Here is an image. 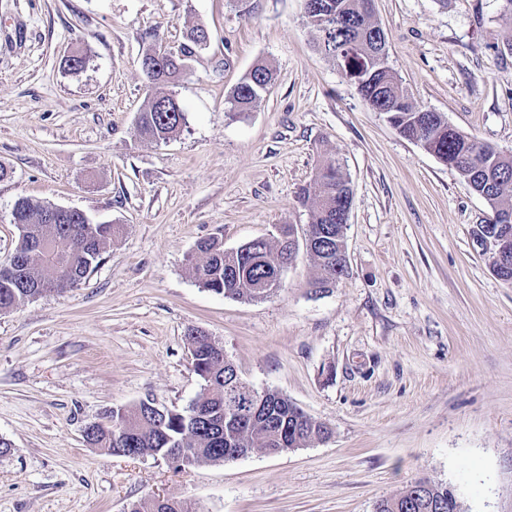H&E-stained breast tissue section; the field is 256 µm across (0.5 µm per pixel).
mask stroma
Wrapping results in <instances>:
<instances>
[{
	"label": "stroma",
	"mask_w": 512,
	"mask_h": 512,
	"mask_svg": "<svg viewBox=\"0 0 512 512\" xmlns=\"http://www.w3.org/2000/svg\"><path fill=\"white\" fill-rule=\"evenodd\" d=\"M504 0H375L389 63L412 102L512 153V18ZM201 25L207 44L168 90L187 123L136 133L145 50ZM302 0H0V259L26 196L121 225L63 293L0 311V512H374L427 478L464 512H512V284L471 236L488 203L372 111L316 47ZM88 56L79 71L67 56ZM267 60L252 111L224 99ZM353 190L348 273L316 291L306 254L280 289L243 301L202 288L189 260L304 232L298 196L323 154ZM224 347L256 390L280 393L332 436L271 456L183 467L91 447L105 410L197 397L187 334ZM188 506L175 499H147L130 504L128 512H189Z\"/></svg>",
	"instance_id": "obj_1"
}]
</instances>
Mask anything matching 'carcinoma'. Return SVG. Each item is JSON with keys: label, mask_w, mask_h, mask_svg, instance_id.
<instances>
[{"label": "carcinoma", "mask_w": 512, "mask_h": 512, "mask_svg": "<svg viewBox=\"0 0 512 512\" xmlns=\"http://www.w3.org/2000/svg\"><path fill=\"white\" fill-rule=\"evenodd\" d=\"M363 0H303L307 22L318 33L317 48L345 74L357 93L369 105L384 112L389 123L410 140L459 172L471 189L492 209L512 210V153L505 154L465 135L439 118L423 122V109L414 105L402 81L382 54L379 34L383 28L375 17L360 11ZM207 32L192 27L185 42L169 58L157 60L145 52L142 70L154 92L138 115L137 135L151 140H166L183 125L187 116L173 95L161 86L171 82L179 67L195 48L203 45ZM275 80L273 67L257 62L231 88L226 111L237 115L254 109ZM352 194L343 176L339 159L323 155L312 182L301 189L299 200L311 213L304 231L306 254L320 270L314 282L319 289L336 284V271L342 217L336 211V195ZM51 205L19 198L13 208L15 224L27 228L19 233L18 243L0 260V309L16 308L42 295L43 286L56 279L58 265L65 263L74 282L92 272L104 249L121 231L118 224L95 223L83 214L72 212L51 224L46 216ZM286 246L261 244L248 267L237 273L224 250L223 240L213 236L197 245L191 271L204 288L226 297L254 300L256 290L265 287L275 292L281 286L277 276ZM195 345L192 368L201 380V391L189 407L181 410L161 408L151 400L131 407L106 411L85 426L89 445L111 453L114 448H134L138 455L167 457L174 448H185L181 465L223 463L231 448H301L332 434L328 424L308 416L287 397L266 392L257 399L238 385L232 364L224 361V349L201 331H193ZM129 512H189L175 499H147L130 504Z\"/></svg>", "instance_id": "1"}]
</instances>
